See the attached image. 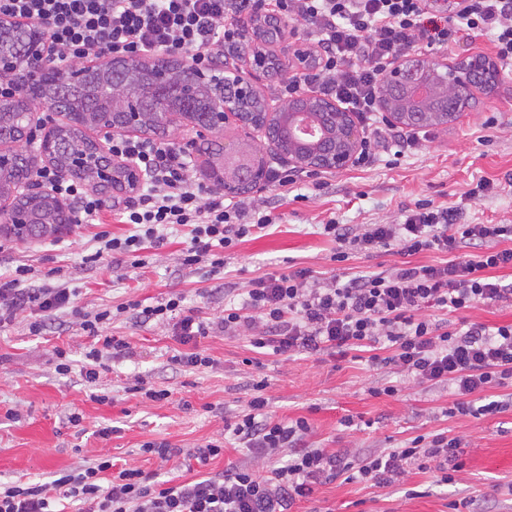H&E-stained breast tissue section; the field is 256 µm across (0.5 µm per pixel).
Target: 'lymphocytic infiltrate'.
<instances>
[{
    "instance_id": "lymphocytic-infiltrate-1",
    "label": "lymphocytic infiltrate",
    "mask_w": 512,
    "mask_h": 512,
    "mask_svg": "<svg viewBox=\"0 0 512 512\" xmlns=\"http://www.w3.org/2000/svg\"><path fill=\"white\" fill-rule=\"evenodd\" d=\"M288 17L304 26L314 43L315 69L296 73L280 86L291 99L315 88L334 98L367 128L355 160L371 165L380 153L417 148L423 136L392 123H379L382 77L395 60L419 47L447 49L459 33L490 35L497 59L512 63V0H459L449 14L437 0H0V19L39 26L57 62L120 56L141 60L167 55L198 66L217 57H243L253 41L245 28L251 14ZM113 156L134 158L146 175L135 201L117 208L131 234L98 233L96 262L106 256H138L164 240L174 226L189 227L183 263L209 261L224 267L221 250L273 224L264 205L225 202L223 192H203L192 181L185 155L150 140L115 135ZM454 206L417 201L402 209L395 224H339L328 221L333 261L350 252L367 256L384 251L403 255L401 265L348 278L315 277L312 270L268 273L250 280L242 303H227L224 314L204 321L184 311L172 295L136 310L140 322L172 323L184 349L171 358L176 369L212 365L200 351L211 334L248 336L252 347L274 356L295 353L346 356L359 351L372 364L392 366L413 381L448 385L457 397L453 412L481 419L511 403L474 397L512 384V323L454 325L421 317L425 308L457 312L477 304L512 300V282L493 277L512 269L511 224H461ZM443 253L434 265L411 264V256ZM29 268L0 281V322L25 307L58 310L69 304L71 289L27 288ZM112 318L103 310L85 319L94 343L85 354L83 375L96 381L104 358L121 354L126 339L102 335ZM266 381L253 383L247 409L227 425L231 440L272 462L268 474L248 466L197 479L154 481L135 466L101 457L60 470L49 482L0 483V512H291L310 498L317 484L343 474L388 485L409 465L434 469L441 484L452 482L462 440L437 433L417 436L404 446L366 455L355 448L337 451L315 446L307 418L279 420L269 411Z\"/></svg>"
}]
</instances>
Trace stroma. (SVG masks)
Segmentation results:
<instances>
[{"label": "stroma", "mask_w": 512, "mask_h": 512, "mask_svg": "<svg viewBox=\"0 0 512 512\" xmlns=\"http://www.w3.org/2000/svg\"><path fill=\"white\" fill-rule=\"evenodd\" d=\"M502 75L494 90L475 89L468 110L433 127L432 138L397 163L384 154L365 168L320 170L318 178H300L287 190L268 185L242 193L246 202L265 197L277 222L226 250L224 269L214 277L183 265L188 237L183 228L167 230L163 245L148 249L143 267H131L126 257L87 262L97 248V233L131 232V225L112 217L113 204L131 198L125 189L101 195L99 221L83 217L46 238L0 235V279H11L16 267L27 266L32 270L28 287L63 285L74 291L62 309H27L0 326V481L48 482L55 472L100 456L162 480L189 479L190 451L223 440L225 425L246 407L252 380L263 377L272 413L282 420L307 418L312 442L332 451L381 453L444 431L465 443L463 466L451 483L437 484L433 472L414 467L385 487L339 478L317 485L312 499L296 502L293 512H451L450 503L465 497L488 501L494 512H512V409L481 420L451 417L446 410L454 397L447 386L402 379L392 366H372L361 358L259 354L239 336L206 338L201 347L213 366L179 371L170 362L181 349L170 325L115 313L123 304L152 305L179 293L185 308L213 319L224 313L225 289L270 272L308 267L328 278L401 264L393 251L333 261L336 244L322 228L332 218L342 224H393L402 209L429 200L461 207L467 224H512V66ZM490 118L495 127H487ZM483 180L493 182V192L467 198ZM105 309L115 313L106 333L125 337L130 348L106 359L99 378L88 383L80 370L92 339L83 321ZM58 347L69 355V374L56 370ZM137 377L169 389V398L152 402L131 392ZM390 381L400 382L398 396L371 395V388ZM102 394L108 402H99ZM12 410L18 419L9 418ZM73 412L81 416L79 425L68 421ZM348 416L355 427L342 426ZM105 426L116 429L106 439L97 434ZM154 439L167 440L175 456L165 462L142 453V444Z\"/></svg>", "instance_id": "35a3bbf8"}]
</instances>
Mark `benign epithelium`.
Instances as JSON below:
<instances>
[{"label":"benign epithelium","instance_id":"obj_1","mask_svg":"<svg viewBox=\"0 0 512 512\" xmlns=\"http://www.w3.org/2000/svg\"><path fill=\"white\" fill-rule=\"evenodd\" d=\"M30 27L17 26L0 21V72L19 74L18 93L36 104L40 98L36 89L58 67L46 59L48 48L45 39L39 35L28 37ZM91 65L69 64L61 70L68 76L61 95L73 101L77 85L83 80ZM196 80L179 87L185 100H192L203 86L216 85L217 69L212 66L193 67ZM501 80L499 69L483 54L467 57L458 64L446 63L423 57L406 56L398 59L383 77L380 108L389 119L396 123L423 126L434 122L442 125L457 118L469 106L475 88H493ZM224 97L212 96V109L209 112L186 114L184 112H159L160 124L170 126L181 118H188L195 126L213 133L224 125L233 122L245 128L253 123L240 111L239 100L257 92L256 84L238 69L225 70ZM289 112H268L266 118L286 117L288 125V163L297 167L314 170H339L348 167L354 160L360 137L351 112L343 106L310 91L297 97V101L286 103ZM34 113H29V122L23 138L14 142V148H0V168L17 165L32 151L33 145L43 149L45 140L34 141ZM98 150L106 157L107 163L91 172L90 177L96 188H135L143 180V173L131 159L121 160L112 157L108 144L112 135H136L143 132V112L140 98L132 91L119 101H111L107 112L96 120L93 126ZM251 177L256 183L266 179V171L259 152L247 149L245 142L224 143V172L212 173L213 181L225 191L235 184ZM41 189L32 188L30 180L23 179L11 189L19 196L32 194L48 195L61 206L63 221L60 229L78 222L75 212L67 203V198L44 181H39Z\"/></svg>","mask_w":512,"mask_h":512}]
</instances>
